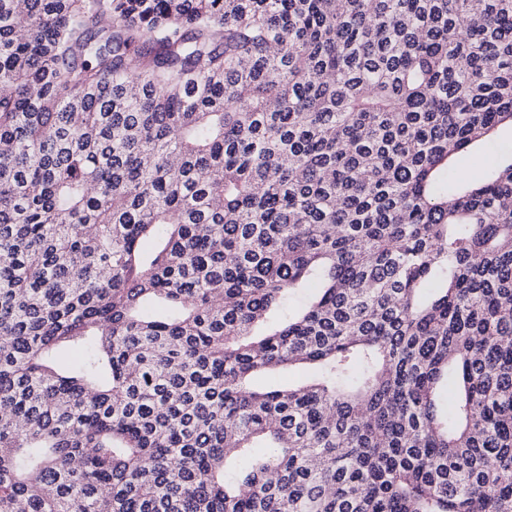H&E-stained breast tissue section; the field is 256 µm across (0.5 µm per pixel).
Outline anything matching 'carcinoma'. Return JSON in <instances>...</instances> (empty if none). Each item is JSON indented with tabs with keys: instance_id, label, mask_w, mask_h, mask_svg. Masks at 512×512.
<instances>
[{
	"instance_id": "cac0c4a2",
	"label": "carcinoma",
	"mask_w": 512,
	"mask_h": 512,
	"mask_svg": "<svg viewBox=\"0 0 512 512\" xmlns=\"http://www.w3.org/2000/svg\"><path fill=\"white\" fill-rule=\"evenodd\" d=\"M503 124L512 0H0V512H512ZM502 149H507L508 151L512 149L511 126L502 127L497 130L492 142L483 150L479 148L474 149L463 162L468 165L471 176L477 177L489 166L496 163ZM313 374V369L309 367L298 369L294 372L283 373L280 371H272L258 376L255 383L264 387H275L282 384H300Z\"/></svg>"
}]
</instances>
